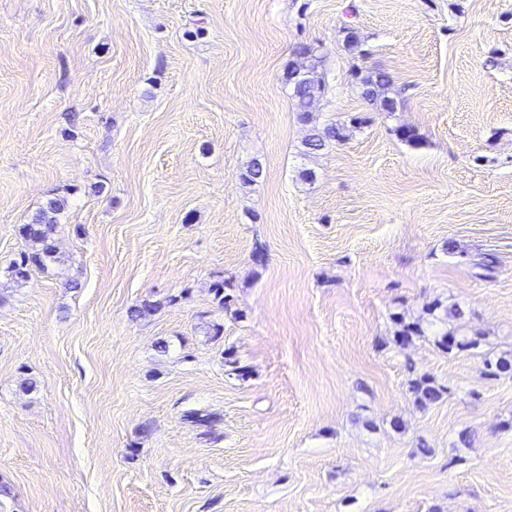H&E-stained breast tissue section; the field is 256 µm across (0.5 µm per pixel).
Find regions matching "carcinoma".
I'll return each instance as SVG.
<instances>
[{"mask_svg":"<svg viewBox=\"0 0 512 512\" xmlns=\"http://www.w3.org/2000/svg\"><path fill=\"white\" fill-rule=\"evenodd\" d=\"M304 55V52H299ZM306 56V55H304ZM315 54L306 56V61L293 67V93L299 118L302 122L311 125L303 146L308 155H316L327 147L344 141L347 137V125L338 120H328L323 124H312L314 104L331 89L325 73L318 71L312 60ZM391 85V76L385 71H377L363 79L365 97L376 104L381 110L390 112L394 109V101L387 95ZM66 208L65 199L51 198L41 206L32 218V222L24 224L20 232L28 245V250L21 253L19 258L13 260L8 266L11 278L15 281H24L34 268L45 267L57 260L56 233L60 224V215ZM231 288L230 281L217 280L212 284V293L218 306L228 309L231 295L227 290ZM459 309H445L442 314H437V309H429V317L426 322H406L401 318L396 319L397 329L394 337L405 343L414 336H424L429 328L441 325V329L434 332L437 336L436 343L439 348L451 353L455 350L475 349L480 345L476 338L463 336L461 338L448 331V318L459 317ZM410 389L415 401L421 407H425L439 400L444 394V388L429 376H420L411 380Z\"/></svg>","mask_w":512,"mask_h":512,"instance_id":"1","label":"carcinoma"}]
</instances>
